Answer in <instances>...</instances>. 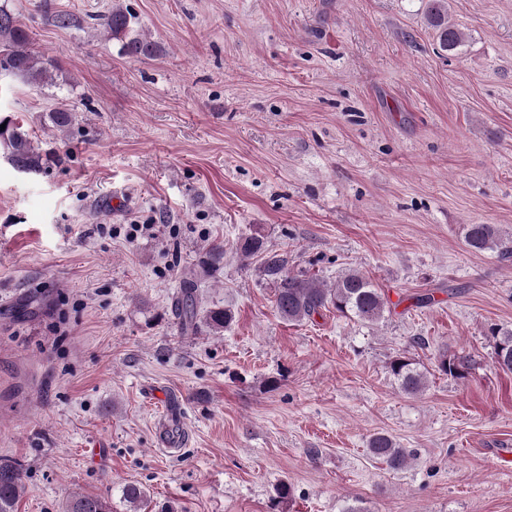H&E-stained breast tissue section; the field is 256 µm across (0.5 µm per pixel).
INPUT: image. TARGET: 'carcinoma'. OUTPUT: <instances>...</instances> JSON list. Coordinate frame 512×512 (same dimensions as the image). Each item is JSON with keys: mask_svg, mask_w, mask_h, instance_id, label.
<instances>
[{"mask_svg": "<svg viewBox=\"0 0 512 512\" xmlns=\"http://www.w3.org/2000/svg\"><path fill=\"white\" fill-rule=\"evenodd\" d=\"M427 18L436 33L439 47L451 52L462 43V31L448 20V0H427ZM100 25L107 38L118 42L122 55L140 59L157 51V43L139 30L137 18L130 10L116 5L100 18ZM31 36L7 5L0 6V74H13L24 78L32 85L39 86L51 78L48 62L30 50ZM50 120L56 129L68 130L74 121L73 113L64 107L51 112ZM0 129V146L13 166L20 171H39L43 155L29 133L21 126L6 119ZM464 243L475 252L495 248L504 260L512 259V239L500 237L492 224H469L465 228ZM235 251L243 258L261 255L264 258L263 271L275 290V305L280 316L291 322L310 318L322 309L333 308L337 313L363 324H375L385 318L389 301L382 289L362 273L350 271L329 284L307 275H293L288 272L285 260L268 252L265 235L261 229L241 238ZM224 259V246L212 245L200 264L209 271L220 266ZM198 294L195 281H183L175 304V313L180 320L182 331L193 333L197 330ZM234 320L228 308H210L204 315V323L219 332L230 327ZM494 364L512 373V329H494ZM471 360L466 356L440 355L437 368L453 378H463L468 373ZM390 373L399 388L408 395H415L425 387L426 375L416 369L414 363L401 356L390 363ZM368 448L373 456L384 460L394 470L407 466L411 452L401 447L393 437L378 432L370 436ZM25 474L20 464L0 458V512H15V504L25 490ZM123 500L138 509L146 501V492L136 483L122 487ZM64 512H112V501L102 495L76 494L64 504Z\"/></svg>", "mask_w": 512, "mask_h": 512, "instance_id": "obj_1", "label": "carcinoma"}]
</instances>
